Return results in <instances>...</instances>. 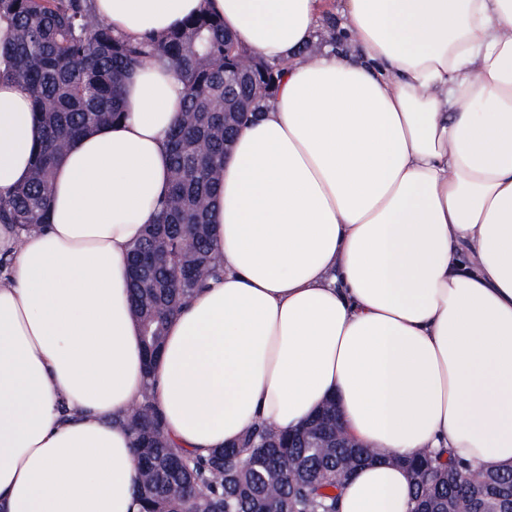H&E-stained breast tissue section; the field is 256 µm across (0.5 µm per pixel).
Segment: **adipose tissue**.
<instances>
[{"label":"adipose tissue","mask_w":512,"mask_h":512,"mask_svg":"<svg viewBox=\"0 0 512 512\" xmlns=\"http://www.w3.org/2000/svg\"><path fill=\"white\" fill-rule=\"evenodd\" d=\"M205 9L286 67L224 160V274L167 325L154 403L169 437L205 453L335 401L385 457L340 512H412L392 455L512 464V0H91L129 39ZM331 15L336 43L308 51ZM123 98L58 161L48 224H0V512H137L127 255L168 195L185 96L161 60ZM40 136L27 89L1 83L0 198Z\"/></svg>","instance_id":"obj_1"}]
</instances>
